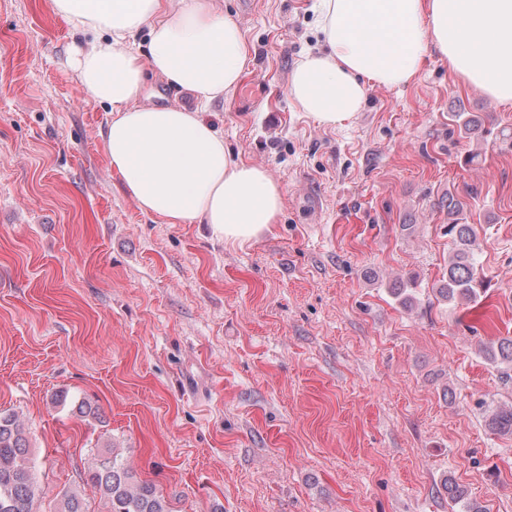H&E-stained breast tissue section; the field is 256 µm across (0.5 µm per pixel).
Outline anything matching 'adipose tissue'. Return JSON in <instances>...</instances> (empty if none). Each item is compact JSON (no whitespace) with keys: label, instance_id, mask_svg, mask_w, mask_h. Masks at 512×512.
I'll use <instances>...</instances> for the list:
<instances>
[{"label":"adipose tissue","instance_id":"1","mask_svg":"<svg viewBox=\"0 0 512 512\" xmlns=\"http://www.w3.org/2000/svg\"><path fill=\"white\" fill-rule=\"evenodd\" d=\"M85 35L73 60L79 87L107 104L101 132L112 171L143 212L168 224H207L245 244L268 233L282 187L237 160L204 111L232 93L248 60L237 22L214 0H51ZM318 52L295 68L288 94L317 123L361 111L369 86L412 82L438 54L461 81L512 104V0H319ZM147 32L146 52L135 36ZM188 95L145 103L146 73Z\"/></svg>","mask_w":512,"mask_h":512}]
</instances>
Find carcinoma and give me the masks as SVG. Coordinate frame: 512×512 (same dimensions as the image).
Returning a JSON list of instances; mask_svg holds the SVG:
<instances>
[{"label": "carcinoma", "mask_w": 512, "mask_h": 512, "mask_svg": "<svg viewBox=\"0 0 512 512\" xmlns=\"http://www.w3.org/2000/svg\"><path fill=\"white\" fill-rule=\"evenodd\" d=\"M461 212L459 202L448 200V225L454 251L448 261L446 280L438 294L448 300L466 303L478 301L489 283L481 274L475 258L477 232L472 224L456 219ZM485 358L503 366V373L512 371V336L499 337L485 347ZM489 427L512 436V405L497 407L488 415ZM86 481L97 488L107 501V512H172L169 503L156 488L135 479L131 467L116 455H97L94 468ZM41 489L34 477V464L29 457V441L18 416L0 410V512H37L34 505ZM49 512H89L81 497L73 491L57 493Z\"/></svg>", "instance_id": "1"}]
</instances>
